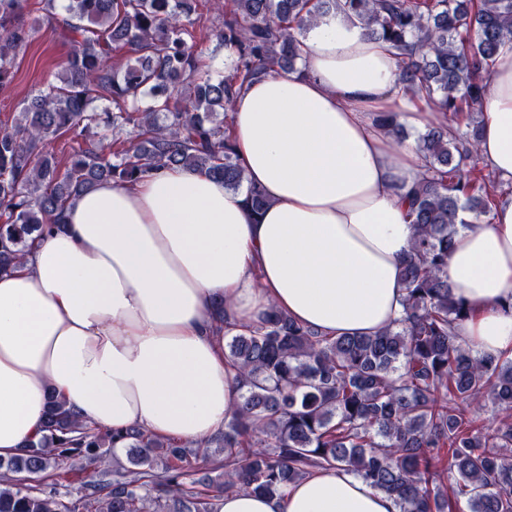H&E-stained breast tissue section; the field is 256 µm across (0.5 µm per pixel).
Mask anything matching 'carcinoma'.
I'll list each match as a JSON object with an SVG mask.
<instances>
[{
  "mask_svg": "<svg viewBox=\"0 0 512 512\" xmlns=\"http://www.w3.org/2000/svg\"><path fill=\"white\" fill-rule=\"evenodd\" d=\"M58 1L71 52L0 127V273L102 181L181 167L241 189L227 135L235 100L249 83L296 69L307 31L331 14L390 44L406 89L443 120L415 138L425 171L409 192L416 234L393 326L325 336L271 307L248 332L224 335L246 390L204 447L135 427L93 431L54 400L41 438L0 460V512H217L228 491L278 495L324 466L393 497L400 512H512V360L480 356L456 336L470 307L447 275L461 215L488 220L496 197L475 160L476 114L512 41V0H225L218 28L197 0H45L48 12ZM24 2L0 0V88L35 34L17 22ZM213 40L237 55L218 77L201 60ZM374 121L409 137L396 112ZM128 128V148L113 150ZM65 135L86 146L62 166L49 147ZM467 402L490 404L498 425L468 414ZM118 447L126 464L113 468ZM77 471L88 479L72 498L63 482Z\"/></svg>",
  "mask_w": 512,
  "mask_h": 512,
  "instance_id": "1",
  "label": "carcinoma"
}]
</instances>
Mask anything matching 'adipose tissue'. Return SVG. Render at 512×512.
Wrapping results in <instances>:
<instances>
[{"label":"adipose tissue","mask_w":512,"mask_h":512,"mask_svg":"<svg viewBox=\"0 0 512 512\" xmlns=\"http://www.w3.org/2000/svg\"><path fill=\"white\" fill-rule=\"evenodd\" d=\"M305 74L278 72L237 98L232 139L246 183L164 169L107 181L70 204L62 230L0 275V459L43 433L57 398L96 429L138 427L161 440L208 441L241 379L214 312L242 331L273 305L327 336L371 335L401 313L400 269L414 227L405 194L423 163L373 122L439 120L400 80L395 51L342 16L312 26ZM481 166L512 182V43L496 56L480 116ZM448 281L472 307L457 334L512 357V194L489 222L460 229ZM218 512H399L339 467L313 469L276 496L225 494Z\"/></svg>","instance_id":"adipose-tissue-1"}]
</instances>
